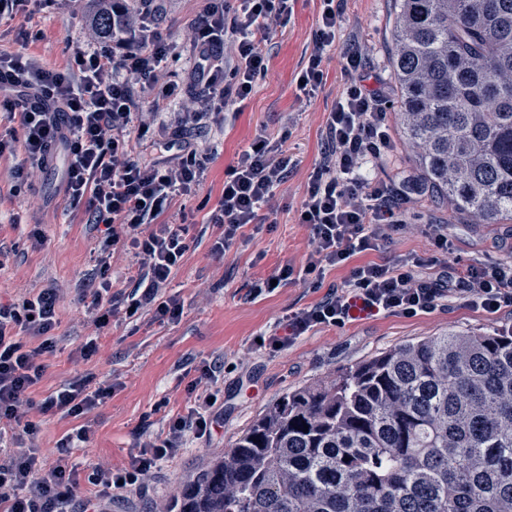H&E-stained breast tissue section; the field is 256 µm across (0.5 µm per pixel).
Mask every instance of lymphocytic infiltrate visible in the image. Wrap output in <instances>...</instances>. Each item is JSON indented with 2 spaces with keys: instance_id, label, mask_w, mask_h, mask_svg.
Segmentation results:
<instances>
[{
  "instance_id": "obj_1",
  "label": "lymphocytic infiltrate",
  "mask_w": 512,
  "mask_h": 512,
  "mask_svg": "<svg viewBox=\"0 0 512 512\" xmlns=\"http://www.w3.org/2000/svg\"><path fill=\"white\" fill-rule=\"evenodd\" d=\"M112 33L103 35L93 13L103 0H0V20L23 19L14 50H0V100L19 136L0 138V158L9 169L11 192L20 195L45 166L51 145L67 156L65 196L82 210L95 234V276L80 289L93 329L106 327L115 313L134 320L151 314L159 323L178 322L183 306L167 288L189 248L186 227L161 223L180 197L194 194L203 179L204 156L214 146L186 138L192 129L225 122L242 111L268 71L273 37L291 20L296 0H199L193 19L179 27L166 22L170 0H110ZM344 0H320L312 48L297 75L296 98L309 104L327 81L324 60L336 46ZM81 21L80 44L62 69L27 52L40 30L29 23L37 12ZM366 50L344 48L342 90L328 109L322 151L306 185L299 223L310 230L311 249L303 262L286 265L275 280L255 282L254 296L272 292L273 281L308 283L354 255L379 250L408 227L401 203L386 183L370 178L392 149L386 95L366 85ZM189 60L184 81L174 80L168 60ZM162 137L164 157L142 148L148 134ZM292 160L283 142L259 136L224 171V190L208 216L222 234L214 252L226 251L249 224L272 223L274 202ZM429 256L405 255L386 263L354 267L343 287L314 305L291 313L262 338V347L288 349L300 336L322 326H344L353 299L386 314L412 318L460 298L489 314L512 311V264L477 263L453 267L448 228L425 224ZM132 252L136 285L116 300L112 258ZM64 292L42 288L21 301L0 303V512H111L131 492L147 496L155 475L189 440L210 438L224 422L215 402L223 360L205 364V384L185 413L168 422L165 434L145 436L128 467L99 464L75 478L64 460L89 442L84 417L111 397L108 381L76 376L43 401L32 398L54 353ZM78 420V427L50 448L39 444L33 413Z\"/></svg>"
}]
</instances>
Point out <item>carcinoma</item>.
<instances>
[{
	"label": "carcinoma",
	"instance_id": "cac0c4a2",
	"mask_svg": "<svg viewBox=\"0 0 512 512\" xmlns=\"http://www.w3.org/2000/svg\"><path fill=\"white\" fill-rule=\"evenodd\" d=\"M392 3L408 190L511 224L512 0ZM165 512H512V327L410 342L283 394Z\"/></svg>",
	"mask_w": 512,
	"mask_h": 512
}]
</instances>
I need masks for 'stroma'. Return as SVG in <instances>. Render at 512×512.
Wrapping results in <instances>:
<instances>
[{"label": "stroma", "instance_id": "35a3bbf8", "mask_svg": "<svg viewBox=\"0 0 512 512\" xmlns=\"http://www.w3.org/2000/svg\"><path fill=\"white\" fill-rule=\"evenodd\" d=\"M319 0H297L290 23L271 41L266 76L259 81L242 112L215 132L218 150L205 162L204 181L193 195L180 198L163 222L187 224L190 249L172 280L169 292L184 305L182 318L161 324L144 315L129 321L116 315L98 333L99 352L91 360L77 357L84 307L68 296L60 308L56 330L60 341L49 369L36 390L43 399L62 380L90 374L113 384L111 397L87 417L93 430L87 450H74L71 463L91 459L112 469L127 466L139 451V435L163 434L169 419L193 398L192 384L204 363L223 359L226 370L217 382L224 393V426L211 438L190 441L159 471L151 499L131 497L116 502L112 512H153L184 476L214 454L232 447L237 437L282 394L317 383L333 373L382 352L448 330L484 332L512 325V312L488 314L464 301L406 318L362 311L343 327H319L279 353L260 348L256 340L269 333L282 317L319 302L330 289L342 286L348 267L326 268L318 287L284 283L272 293L253 297L256 281L277 275L286 264L302 262L310 250V230L297 221L304 187L321 152L324 111L344 83L341 51L356 39L370 50L369 85L391 90L388 57L393 28L391 0H346L340 37L325 62L327 82L306 111L294 105L295 78L312 42ZM43 37L28 51L51 67H65L79 44L80 23L63 17L35 15ZM291 135L283 148L292 158L282 186L274 223L242 228L224 253L213 252L219 228H205L204 199H218L224 170L258 135L280 136L284 121ZM64 161L40 172L25 195L10 194L11 183L0 178V301L12 302L30 288L50 284L75 289L93 272L95 241L82 213L68 211L62 197ZM403 207L417 231L395 236L393 243L354 257V264L383 262L400 254L429 252L420 227L438 222L448 227L454 255L461 263L511 262L512 224H476L450 209L408 198ZM20 223H13V216ZM46 236L42 249L31 247L33 227Z\"/></svg>", "mask_w": 512, "mask_h": 512}]
</instances>
